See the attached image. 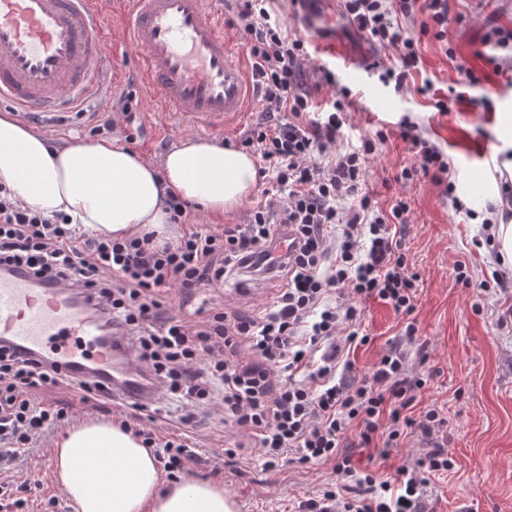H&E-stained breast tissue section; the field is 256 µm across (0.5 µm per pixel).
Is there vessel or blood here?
<instances>
[{"mask_svg": "<svg viewBox=\"0 0 512 512\" xmlns=\"http://www.w3.org/2000/svg\"><path fill=\"white\" fill-rule=\"evenodd\" d=\"M101 0H0V103L49 129L100 99L116 73ZM122 37L139 55L138 76L163 115L200 135L224 132L247 111L252 81L245 49L224 31L223 0H124ZM305 31L328 29L334 0H293ZM0 337L54 351L65 370L111 379L123 400L144 394L95 324L61 289L0 275Z\"/></svg>", "mask_w": 512, "mask_h": 512, "instance_id": "obj_1", "label": "vessel or blood"}]
</instances>
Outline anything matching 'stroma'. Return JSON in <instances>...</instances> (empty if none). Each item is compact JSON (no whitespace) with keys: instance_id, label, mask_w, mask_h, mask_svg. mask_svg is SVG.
Masks as SVG:
<instances>
[{"instance_id":"obj_1","label":"stroma","mask_w":512,"mask_h":512,"mask_svg":"<svg viewBox=\"0 0 512 512\" xmlns=\"http://www.w3.org/2000/svg\"><path fill=\"white\" fill-rule=\"evenodd\" d=\"M490 24L512 29V0H452L446 41L430 35L421 38L422 66L400 88L383 81L372 68L376 61L397 67L396 53L374 47L347 19H340L331 37L341 50L363 52L368 69L362 78L341 68L321 43L304 40L307 70H325L336 80L335 86L324 84L316 90L317 101H328L339 88L350 92L344 102L345 141L357 146L376 132L385 135L368 160L367 185L375 201L386 208L400 195L411 205L405 254L420 276L413 318L428 354L420 368L427 384L417 406L442 408L448 450L456 461L453 473L428 487V512H512V321L504 318L512 308V268L503 266L498 249L482 244L486 235L495 234V225L467 216L468 211L500 204L501 187L512 179L504 167L512 160V148L504 146L497 134L499 113H512V66L497 69L487 63L482 39ZM448 46L454 50L450 58L444 53ZM118 67L126 84L134 86L138 105L134 124L115 114L111 136L161 164L181 131L173 122L154 117L153 101L138 82L136 53H119ZM472 71L481 74L480 82H470ZM425 85L430 93H422ZM451 88L462 92V100L449 111H438L436 97ZM405 119L417 123L422 136L447 155L452 196H445L441 185L424 177L404 184L395 181V174L414 161L411 144L398 131ZM460 264L479 280L504 275L507 289L461 287L455 278ZM274 295L270 283L251 290L228 284L213 290L212 301L228 316L250 317L271 305ZM361 320L371 341L358 347L353 358L357 370L365 371L398 342L403 320L378 300L363 304ZM35 396L63 408L68 427L88 417L116 418L111 404L78 389L39 390ZM195 432L206 453L200 462L186 464L182 479L222 485L235 500L237 512H294L298 501L336 480L328 464L265 469L257 449L249 445L247 431L218 418L199 414ZM54 441L51 435L38 441L19 467L18 476L29 487V512H39L43 499L52 496L59 499L58 512H67L70 505L54 483ZM236 443L243 446L242 460L225 465L224 449ZM346 444L360 467L382 473L412 463L432 446L416 435L391 449L384 461L379 449L360 447L356 435H349Z\"/></svg>"}]
</instances>
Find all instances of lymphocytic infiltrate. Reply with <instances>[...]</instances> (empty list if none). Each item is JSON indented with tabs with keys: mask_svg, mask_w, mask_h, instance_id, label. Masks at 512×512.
<instances>
[{
	"mask_svg": "<svg viewBox=\"0 0 512 512\" xmlns=\"http://www.w3.org/2000/svg\"><path fill=\"white\" fill-rule=\"evenodd\" d=\"M238 2L264 114L244 144L272 171L276 201L254 207L248 223L212 226L194 223L189 205L171 198V219L187 230L158 244L149 234L112 240L82 232L19 204L0 187V271L39 288L65 287L111 340L116 359L133 357L148 389L165 387L187 407L182 423L190 422L191 409L212 401L250 432L266 467L278 468L286 458L304 466L332 463L335 483L304 501L302 512H426L431 478L453 470L455 460L438 440L446 423L441 409L428 406L417 419L410 414L425 385L409 350L418 340L411 316L419 280L401 251L410 205L399 197L382 209L365 191L377 142L340 145L347 120L341 101L332 100L325 120L314 118L305 47L289 37L275 0ZM342 2L360 31L396 49L400 68L386 75L399 85L421 64L419 34L441 40L447 33L449 0ZM420 15L425 23H417ZM400 135L411 141L416 161L397 181L423 176L447 183L441 149L408 123H401ZM344 199L349 207H341ZM268 280L281 283L275 301L249 318H228L206 295L227 283ZM175 288L197 299L193 312L164 310ZM370 299L389 304L407 324L399 345L360 373L349 353L369 341L359 306ZM243 347L246 362L236 358ZM69 382L53 357L0 340V462L17 458L65 417L33 401V391ZM351 431L364 448L378 440L396 448L414 433L434 445L380 476L346 453ZM134 433L169 477L183 470L187 443L157 445L153 430L140 425Z\"/></svg>",
	"mask_w": 512,
	"mask_h": 512,
	"instance_id": "1",
	"label": "lymphocytic infiltrate"
}]
</instances>
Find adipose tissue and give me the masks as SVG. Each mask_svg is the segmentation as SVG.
Masks as SVG:
<instances>
[{"label": "adipose tissue", "mask_w": 512, "mask_h": 512, "mask_svg": "<svg viewBox=\"0 0 512 512\" xmlns=\"http://www.w3.org/2000/svg\"><path fill=\"white\" fill-rule=\"evenodd\" d=\"M256 178L248 153L188 134L157 167L113 139L50 145L0 112V185L47 217L111 239L151 233L163 241L173 195L222 217L252 194ZM53 463L75 512H236L223 487L195 480L162 487L155 457L112 422L88 419L66 429L54 442Z\"/></svg>", "instance_id": "adipose-tissue-1"}]
</instances>
